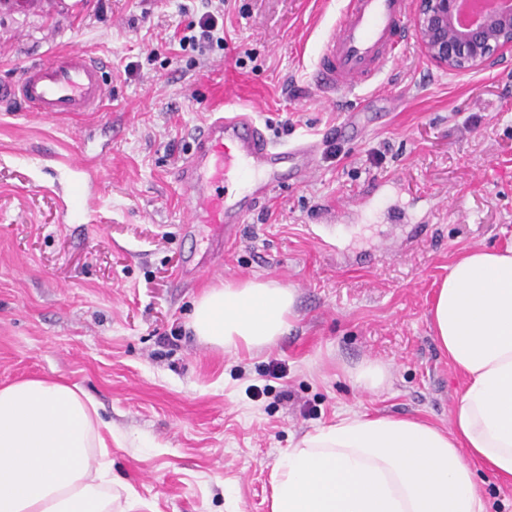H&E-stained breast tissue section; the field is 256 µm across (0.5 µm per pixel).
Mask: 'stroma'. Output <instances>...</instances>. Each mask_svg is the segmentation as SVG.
Segmentation results:
<instances>
[{
  "label": "stroma",
  "mask_w": 512,
  "mask_h": 512,
  "mask_svg": "<svg viewBox=\"0 0 512 512\" xmlns=\"http://www.w3.org/2000/svg\"><path fill=\"white\" fill-rule=\"evenodd\" d=\"M182 0L0 6V83L76 46L106 65L82 120L0 104V384H78L112 425V476L153 512H269L273 467L346 408L449 426L465 381L429 308L462 253L512 245V53L464 73L425 56L414 12L380 84L327 104L314 65L342 0H229L223 48L198 67L165 40ZM252 100L268 137L317 145L224 248L188 226L177 171L216 93ZM336 153H329V145ZM390 180L407 224L355 204ZM200 273L178 281L186 265ZM293 288L289 331L227 353L188 328L227 280ZM386 364L376 395L343 366Z\"/></svg>",
  "instance_id": "35a3bbf8"
}]
</instances>
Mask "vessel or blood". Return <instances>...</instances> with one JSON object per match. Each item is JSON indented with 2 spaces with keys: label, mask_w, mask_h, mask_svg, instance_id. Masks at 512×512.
I'll return each instance as SVG.
<instances>
[{
  "label": "vessel or blood",
  "mask_w": 512,
  "mask_h": 512,
  "mask_svg": "<svg viewBox=\"0 0 512 512\" xmlns=\"http://www.w3.org/2000/svg\"><path fill=\"white\" fill-rule=\"evenodd\" d=\"M407 5L408 0H344L315 66L316 83L331 91L379 83L396 56ZM103 69L102 61L72 49L63 62L26 68L16 82L0 87V100H20L47 116L92 112L108 95ZM210 110L178 176L192 223L209 225L224 244L236 239L244 216L285 178L312 174L316 147L270 141L255 107L228 94L218 95Z\"/></svg>",
  "instance_id": "obj_1"
}]
</instances>
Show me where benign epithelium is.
Listing matches in <instances>:
<instances>
[{
  "label": "benign epithelium",
  "instance_id": "1",
  "mask_svg": "<svg viewBox=\"0 0 512 512\" xmlns=\"http://www.w3.org/2000/svg\"><path fill=\"white\" fill-rule=\"evenodd\" d=\"M466 0H417L416 27L428 59L450 72L492 64L512 51V3L491 8L471 22Z\"/></svg>",
  "mask_w": 512,
  "mask_h": 512
}]
</instances>
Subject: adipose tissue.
<instances>
[{
    "label": "adipose tissue",
    "instance_id": "ef3b65f1",
    "mask_svg": "<svg viewBox=\"0 0 512 512\" xmlns=\"http://www.w3.org/2000/svg\"><path fill=\"white\" fill-rule=\"evenodd\" d=\"M296 296L273 280L207 290L189 326L234 353L273 344ZM434 339L465 377L449 428L349 408L277 462L269 512H488L479 471L512 483V247L453 263L431 307ZM112 426L82 387L0 386V512H113Z\"/></svg>",
    "mask_w": 512,
    "mask_h": 512
}]
</instances>
